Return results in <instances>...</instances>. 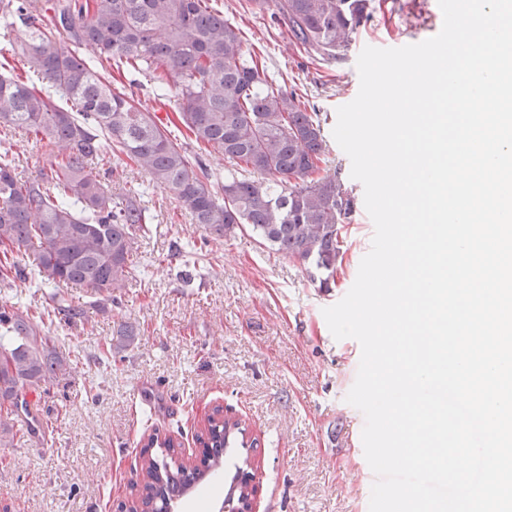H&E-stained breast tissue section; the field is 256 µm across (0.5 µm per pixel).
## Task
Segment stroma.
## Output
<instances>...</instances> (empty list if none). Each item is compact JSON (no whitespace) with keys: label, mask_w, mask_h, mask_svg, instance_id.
Instances as JSON below:
<instances>
[{"label":"stroma","mask_w":512,"mask_h":512,"mask_svg":"<svg viewBox=\"0 0 512 512\" xmlns=\"http://www.w3.org/2000/svg\"><path fill=\"white\" fill-rule=\"evenodd\" d=\"M211 4L240 29L269 79L302 95L328 133L337 108L358 93L361 41L416 44L441 25L438 0H371L348 50L324 62L293 44L287 25L251 0ZM112 86L134 94L153 115L172 111L144 78L116 70ZM99 169L113 198L129 182L143 185L142 203L154 221L114 303L101 309L85 290L67 289L88 305L61 344L78 367L35 397L44 430H22L14 447L0 448V512H118L119 502L138 495L134 466L144 437L160 429L190 457L217 406L259 443L258 512H369L365 419L345 400L361 347L334 339L323 316L352 287L371 248L366 209L344 224V262L322 288L251 233L208 235L129 160ZM123 325L136 329L138 343L112 352L111 338Z\"/></svg>","instance_id":"35a3bbf8"}]
</instances>
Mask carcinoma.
<instances>
[{"instance_id":"cac0c4a2","label":"carcinoma","mask_w":512,"mask_h":512,"mask_svg":"<svg viewBox=\"0 0 512 512\" xmlns=\"http://www.w3.org/2000/svg\"><path fill=\"white\" fill-rule=\"evenodd\" d=\"M209 0H0V39L32 63L26 78L0 75V247L26 260L40 282L85 288L95 302L125 287L130 258L150 217L140 188L122 201L95 162L125 157L172 194L193 223L218 238L247 228L259 243L329 287L344 260L340 226L355 208L350 188L330 172L331 145L318 113L293 90L276 87L245 49L239 28ZM288 26L311 56L337 60L368 17L370 0H251ZM149 78L173 103L179 126L224 156V177L193 159L174 131L112 89V62ZM41 149L51 164L19 171L13 139ZM70 327L81 304L53 296ZM137 343L122 326L120 353ZM72 368L58 338L28 313L0 306V447L11 448L28 396ZM240 421L214 408L199 464L159 429L140 450L142 497L119 512H167L204 474L224 470V449Z\"/></svg>"}]
</instances>
